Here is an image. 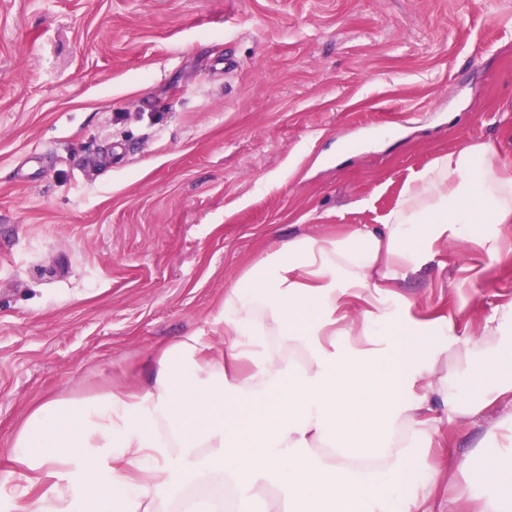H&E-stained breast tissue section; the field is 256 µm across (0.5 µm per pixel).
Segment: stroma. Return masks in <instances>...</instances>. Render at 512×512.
<instances>
[{"label": "stroma", "mask_w": 512, "mask_h": 512, "mask_svg": "<svg viewBox=\"0 0 512 512\" xmlns=\"http://www.w3.org/2000/svg\"><path fill=\"white\" fill-rule=\"evenodd\" d=\"M512 0H0V445L29 406L149 376L296 236L380 223L465 143L512 162ZM501 260L441 251L389 298L512 300ZM448 459L486 433L445 421Z\"/></svg>", "instance_id": "1"}]
</instances>
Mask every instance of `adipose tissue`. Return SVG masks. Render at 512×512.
<instances>
[{
	"mask_svg": "<svg viewBox=\"0 0 512 512\" xmlns=\"http://www.w3.org/2000/svg\"><path fill=\"white\" fill-rule=\"evenodd\" d=\"M512 164L486 142L434 159L375 227L298 236L224 290L211 326L162 346L149 383L30 406L0 456L14 512H419L420 453L449 418L512 397V302L474 334L385 298L445 245L499 257ZM457 461L450 512H512V410Z\"/></svg>",
	"mask_w": 512,
	"mask_h": 512,
	"instance_id": "1",
	"label": "adipose tissue"
}]
</instances>
